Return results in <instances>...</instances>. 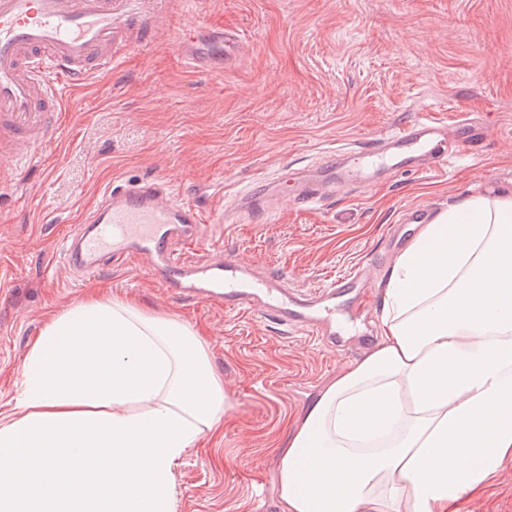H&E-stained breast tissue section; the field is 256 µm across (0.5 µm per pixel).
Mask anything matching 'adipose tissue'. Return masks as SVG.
Here are the masks:
<instances>
[{
    "label": "adipose tissue",
    "instance_id": "obj_1",
    "mask_svg": "<svg viewBox=\"0 0 512 512\" xmlns=\"http://www.w3.org/2000/svg\"><path fill=\"white\" fill-rule=\"evenodd\" d=\"M380 321L291 424L281 512H455L512 461V189L432 215ZM229 407L201 331L90 294L46 318L0 414V512H177Z\"/></svg>",
    "mask_w": 512,
    "mask_h": 512
}]
</instances>
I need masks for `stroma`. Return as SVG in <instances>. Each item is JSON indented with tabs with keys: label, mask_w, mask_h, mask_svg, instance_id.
<instances>
[{
	"label": "stroma",
	"mask_w": 512,
	"mask_h": 512,
	"mask_svg": "<svg viewBox=\"0 0 512 512\" xmlns=\"http://www.w3.org/2000/svg\"><path fill=\"white\" fill-rule=\"evenodd\" d=\"M243 30L240 61L202 73L172 36L203 17ZM112 75L64 91L62 138L45 160L0 186V412L8 411L45 315L108 289L154 314L206 331L232 407L217 438L176 469L178 512H281L275 487L289 416L303 414L342 363L380 336V281L396 256L393 225L417 204L437 210L512 187V0H156L127 30ZM433 113L481 131L446 166L339 192L325 205L284 207L211 230L203 247L274 271L296 288L375 269L346 343L319 339L216 305L179 298L136 263L77 277L60 256L83 210L110 182L167 180L202 208L232 203L258 177L304 166L345 144ZM458 512H512V463Z\"/></svg>",
	"instance_id": "stroma-1"
}]
</instances>
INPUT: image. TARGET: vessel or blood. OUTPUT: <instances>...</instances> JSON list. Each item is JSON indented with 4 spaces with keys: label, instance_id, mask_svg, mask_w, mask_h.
<instances>
[{
    "label": "vessel or blood",
    "instance_id": "b4317fda",
    "mask_svg": "<svg viewBox=\"0 0 512 512\" xmlns=\"http://www.w3.org/2000/svg\"><path fill=\"white\" fill-rule=\"evenodd\" d=\"M151 0H0V159L45 147L60 136L62 89L111 72L127 44L124 20ZM200 72L224 69L243 52L239 28L211 20L176 41ZM448 161V125L422 114L386 131L367 146L324 155L305 180L284 176L253 185L236 207L241 216L273 214L281 202L307 208L334 193L337 184L367 189L375 173L420 171ZM224 221L223 210L176 199L167 181L110 184L81 219L64 253L72 269L89 273L118 260H141L171 291L247 311L280 325L339 343L337 313L363 298V276L353 272L315 290L289 287L280 276L259 274L234 257L186 256L206 224Z\"/></svg>",
    "mask_w": 512,
    "mask_h": 512
}]
</instances>
